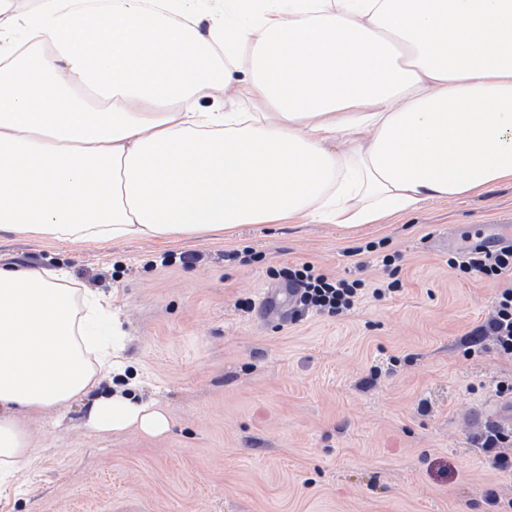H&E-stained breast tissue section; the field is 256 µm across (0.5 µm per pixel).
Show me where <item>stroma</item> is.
Masks as SVG:
<instances>
[{"instance_id":"35a3bbf8","label":"stroma","mask_w":512,"mask_h":512,"mask_svg":"<svg viewBox=\"0 0 512 512\" xmlns=\"http://www.w3.org/2000/svg\"><path fill=\"white\" fill-rule=\"evenodd\" d=\"M511 215L504 183L354 234L246 224L71 246L1 233V262L63 267L111 295L135 398L169 428L100 436L79 403L27 419L34 448L0 512H498L512 477L482 442L512 359L468 340L502 283L451 269L434 239ZM300 262L362 281V297L334 316L262 312L278 270Z\"/></svg>"}]
</instances>
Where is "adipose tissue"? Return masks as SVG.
Returning a JSON list of instances; mask_svg holds the SVG:
<instances>
[{"label": "adipose tissue", "mask_w": 512, "mask_h": 512, "mask_svg": "<svg viewBox=\"0 0 512 512\" xmlns=\"http://www.w3.org/2000/svg\"><path fill=\"white\" fill-rule=\"evenodd\" d=\"M253 112H207L221 89ZM512 183V0H0V232L62 243L359 231ZM112 299L0 265V493L20 413L169 427L98 396Z\"/></svg>", "instance_id": "ef3b65f1"}]
</instances>
